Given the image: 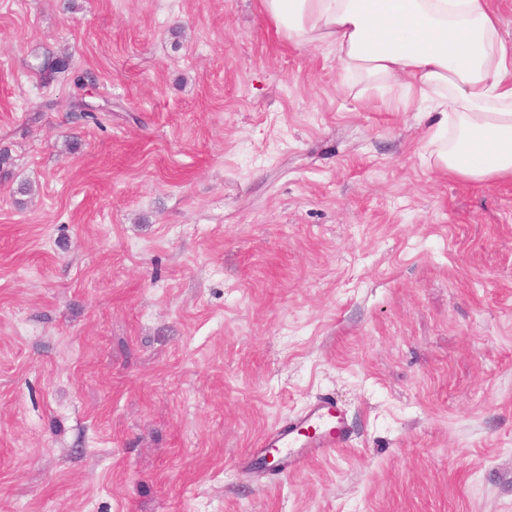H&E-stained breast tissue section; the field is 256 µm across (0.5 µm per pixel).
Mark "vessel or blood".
Instances as JSON below:
<instances>
[{"instance_id":"b4317fda","label":"vessel or blood","mask_w":512,"mask_h":512,"mask_svg":"<svg viewBox=\"0 0 512 512\" xmlns=\"http://www.w3.org/2000/svg\"><path fill=\"white\" fill-rule=\"evenodd\" d=\"M347 414L336 398L323 395L267 432L254 446L255 460L271 458L282 473L295 472L311 459L327 457L347 446Z\"/></svg>"}]
</instances>
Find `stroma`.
Wrapping results in <instances>:
<instances>
[{"mask_svg": "<svg viewBox=\"0 0 512 512\" xmlns=\"http://www.w3.org/2000/svg\"><path fill=\"white\" fill-rule=\"evenodd\" d=\"M346 81L259 0H0V512H512V178ZM347 414L332 396H319L294 416L267 432L254 446L252 460L268 456L282 473L290 474L311 459L327 457L347 446Z\"/></svg>", "mask_w": 512, "mask_h": 512, "instance_id": "stroma-1", "label": "stroma"}]
</instances>
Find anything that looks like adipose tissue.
Here are the masks:
<instances>
[{
	"instance_id": "adipose-tissue-1",
	"label": "adipose tissue",
	"mask_w": 512,
	"mask_h": 512,
	"mask_svg": "<svg viewBox=\"0 0 512 512\" xmlns=\"http://www.w3.org/2000/svg\"><path fill=\"white\" fill-rule=\"evenodd\" d=\"M296 46L331 43L355 82L397 90L433 119L437 170L475 182L512 176V44L489 0H261Z\"/></svg>"
}]
</instances>
